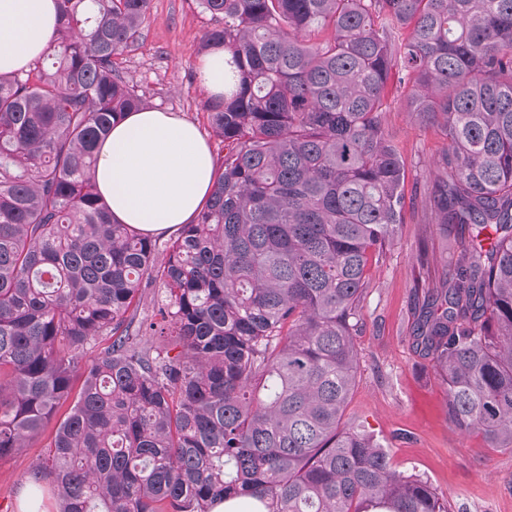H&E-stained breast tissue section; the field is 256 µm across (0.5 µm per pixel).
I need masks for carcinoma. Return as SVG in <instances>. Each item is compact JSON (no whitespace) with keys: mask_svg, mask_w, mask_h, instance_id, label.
Segmentation results:
<instances>
[{"mask_svg":"<svg viewBox=\"0 0 512 512\" xmlns=\"http://www.w3.org/2000/svg\"><path fill=\"white\" fill-rule=\"evenodd\" d=\"M58 4L50 51L0 74V462L57 417L31 481L60 512H448L344 414L369 261L406 206L396 77L448 139L436 223L470 236L412 347L448 420L512 448V0H195L199 51L224 48V98L206 101L223 148L164 242L117 223L95 183L99 143L151 109L123 71L149 0Z\"/></svg>","mask_w":512,"mask_h":512,"instance_id":"carcinoma-1","label":"carcinoma"}]
</instances>
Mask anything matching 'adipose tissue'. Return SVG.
Wrapping results in <instances>:
<instances>
[{
	"instance_id": "1",
	"label": "adipose tissue",
	"mask_w": 512,
	"mask_h": 512,
	"mask_svg": "<svg viewBox=\"0 0 512 512\" xmlns=\"http://www.w3.org/2000/svg\"><path fill=\"white\" fill-rule=\"evenodd\" d=\"M57 23V0H0V73L46 54ZM213 178V157L198 128L156 109L126 114L99 148V193L116 222L146 233L190 222Z\"/></svg>"
}]
</instances>
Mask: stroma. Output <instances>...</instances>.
<instances>
[{
	"instance_id": "35a3bbf8",
	"label": "stroma",
	"mask_w": 512,
	"mask_h": 512,
	"mask_svg": "<svg viewBox=\"0 0 512 512\" xmlns=\"http://www.w3.org/2000/svg\"><path fill=\"white\" fill-rule=\"evenodd\" d=\"M194 0H150L138 44L125 53L123 67L157 109L194 123L212 151L221 144L207 121V96L193 77L202 55L199 43L209 26ZM409 88L390 80L386 123L405 162V188L415 195L393 246L371 265L357 336V384L345 421L373 434L386 448L397 472L427 480L448 512H512V451L487 447L481 436L456 429L448 420V390L430 364L414 352L417 255L429 245L430 266L423 272L437 288L450 260L468 244L459 226L428 229L432 211L426 188L446 139L435 128L415 125L406 110ZM55 424L11 458L0 462V512H19L28 476L45 461Z\"/></svg>"
}]
</instances>
